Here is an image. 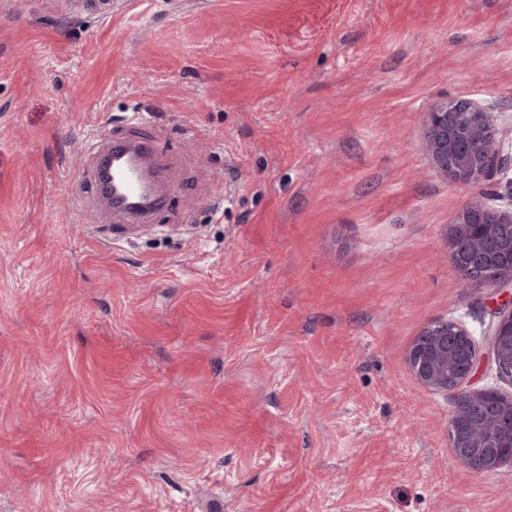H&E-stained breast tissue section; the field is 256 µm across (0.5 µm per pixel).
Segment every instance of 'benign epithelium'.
<instances>
[{
	"instance_id": "obj_1",
	"label": "benign epithelium",
	"mask_w": 512,
	"mask_h": 512,
	"mask_svg": "<svg viewBox=\"0 0 512 512\" xmlns=\"http://www.w3.org/2000/svg\"><path fill=\"white\" fill-rule=\"evenodd\" d=\"M425 148L448 183L468 185L491 180L500 171L509 145L499 137L498 113L471 99L452 98L434 103L426 113ZM505 238L508 247L499 256H488L482 242ZM447 249L454 266L475 270L486 263H504L508 272H494L483 279L494 290L512 285V211L481 202L466 205L458 220L448 225ZM461 347L473 346V357L460 366L457 351L448 347V335ZM491 354L502 374L512 378V309L499 312L490 330ZM416 380L432 390H460L448 422V439L454 457L474 473L512 463V453L494 446L488 437L491 423L512 420V397L490 389L464 388L475 374L478 348L462 325L436 321L426 326L407 356Z\"/></svg>"
}]
</instances>
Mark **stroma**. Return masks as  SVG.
Wrapping results in <instances>:
<instances>
[{"instance_id":"stroma-1","label":"stroma","mask_w":512,"mask_h":512,"mask_svg":"<svg viewBox=\"0 0 512 512\" xmlns=\"http://www.w3.org/2000/svg\"><path fill=\"white\" fill-rule=\"evenodd\" d=\"M442 98L512 138V0H0V512H512L406 362L453 321L468 389L512 395L446 250L512 166L449 184ZM134 115L172 189L147 232L89 147Z\"/></svg>"}]
</instances>
